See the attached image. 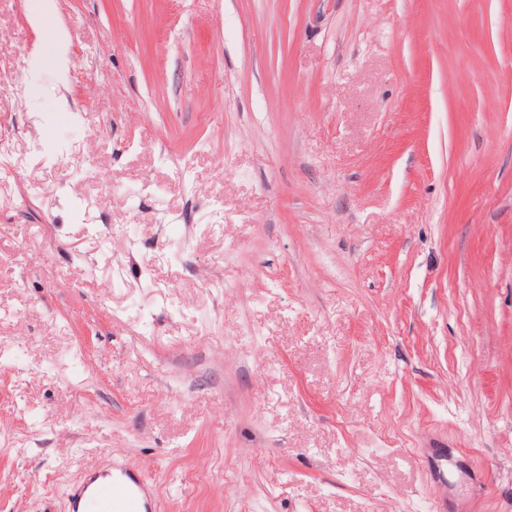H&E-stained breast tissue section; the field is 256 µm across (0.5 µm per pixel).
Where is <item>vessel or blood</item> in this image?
<instances>
[{"label":"vessel or blood","instance_id":"1","mask_svg":"<svg viewBox=\"0 0 512 512\" xmlns=\"http://www.w3.org/2000/svg\"><path fill=\"white\" fill-rule=\"evenodd\" d=\"M156 508L153 484L125 466L90 474L70 499L71 512H155Z\"/></svg>","mask_w":512,"mask_h":512}]
</instances>
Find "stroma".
<instances>
[{
	"label": "stroma",
	"mask_w": 512,
	"mask_h": 512,
	"mask_svg": "<svg viewBox=\"0 0 512 512\" xmlns=\"http://www.w3.org/2000/svg\"><path fill=\"white\" fill-rule=\"evenodd\" d=\"M0 82V512H512V0H0ZM16 136L2 132L0 134V167L1 169H19L24 164V159L14 150ZM156 508L153 484L125 466L90 474L70 499L72 512H153Z\"/></svg>",
	"instance_id": "stroma-1"
}]
</instances>
